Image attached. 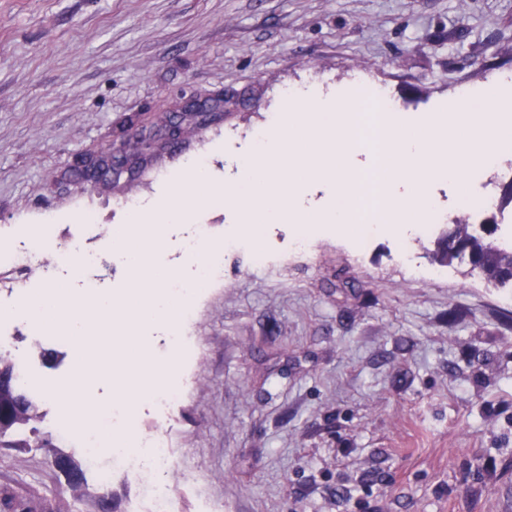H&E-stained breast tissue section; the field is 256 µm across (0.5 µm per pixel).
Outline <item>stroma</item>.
<instances>
[{
    "instance_id": "1",
    "label": "stroma",
    "mask_w": 512,
    "mask_h": 512,
    "mask_svg": "<svg viewBox=\"0 0 512 512\" xmlns=\"http://www.w3.org/2000/svg\"><path fill=\"white\" fill-rule=\"evenodd\" d=\"M497 85L512 102V0H0V247L41 229L58 262L74 245L99 249L125 223L123 198L164 199L168 181L206 156L228 180L253 131L290 87L322 94L387 90L415 119L452 107L461 87ZM224 96V114L146 157L111 188L73 181L77 156L141 135L182 94ZM498 208L456 184L431 186L443 218L425 236L358 242L333 224L311 227L310 250L291 224L261 225L251 248L228 251L239 221L199 207L169 227L162 261L181 266L201 225L224 253V282L195 299L183 333L193 346L187 398L168 417L172 450L195 484H171L173 512H512V288L485 282L465 259L438 265L437 241L461 214L493 241L512 233V163L486 172ZM121 248L89 273L117 292L131 277ZM440 277H430L432 269ZM35 270L0 271V332L31 361L38 387L66 382L76 337L32 329L3 307L36 291ZM48 448H0V484L42 499L47 512H147L151 469L86 473L76 442L55 438L58 403L40 401ZM84 473L73 496L55 464Z\"/></svg>"
}]
</instances>
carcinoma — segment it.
<instances>
[{"label":"carcinoma","mask_w":512,"mask_h":512,"mask_svg":"<svg viewBox=\"0 0 512 512\" xmlns=\"http://www.w3.org/2000/svg\"><path fill=\"white\" fill-rule=\"evenodd\" d=\"M451 235L478 257L479 270L487 282L500 285L509 283L512 278V245L490 244L464 219L455 220ZM0 412L5 414V418L0 420L1 448H43L48 445V440L39 437L36 426L41 418L36 398L31 393L20 390L12 377L8 383H0ZM0 512L44 510L38 501L21 499L10 486L0 485Z\"/></svg>","instance_id":"cac0c4a2"}]
</instances>
